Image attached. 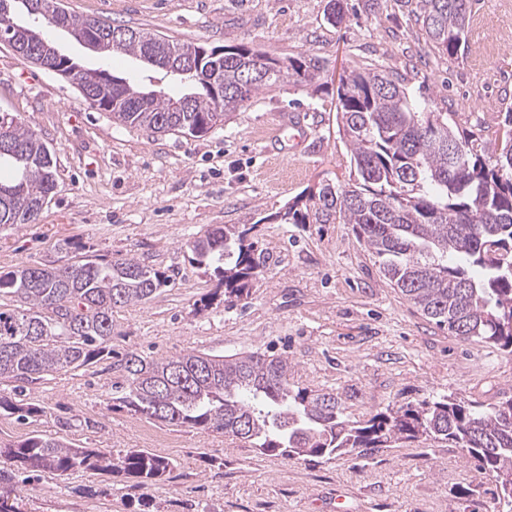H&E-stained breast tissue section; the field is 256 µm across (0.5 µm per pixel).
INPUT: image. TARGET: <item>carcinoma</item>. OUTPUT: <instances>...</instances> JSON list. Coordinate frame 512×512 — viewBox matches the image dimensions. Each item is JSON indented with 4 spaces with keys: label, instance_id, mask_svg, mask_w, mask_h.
I'll return each mask as SVG.
<instances>
[{
    "label": "carcinoma",
    "instance_id": "cac0c4a2",
    "mask_svg": "<svg viewBox=\"0 0 512 512\" xmlns=\"http://www.w3.org/2000/svg\"><path fill=\"white\" fill-rule=\"evenodd\" d=\"M442 52L466 39L471 0H404ZM28 28L46 44L47 19L77 42L94 36L100 53H179L183 43L136 27V35L107 48L112 21L76 15L61 0H34ZM200 73L179 74L192 91L170 96L123 77L108 86L98 108L113 121L153 134L201 137L264 90L310 84L323 70L316 57L271 58L247 46L209 47ZM50 69L36 45L23 55ZM338 132L349 145L345 183H322L296 198L280 219L290 224H351L383 276L426 318L469 342L512 356V130L498 153L460 130L448 112H419L403 80L373 66L355 68L336 88ZM10 144L0 146V226L29 224L56 188L47 144L8 112L0 113ZM192 261L222 271L224 301L249 293L260 261L244 235L216 227L188 243ZM169 277L134 258L114 263L74 255L68 262L22 266L0 273V379L29 383L87 365L107 349L112 311L143 304ZM126 386L117 397L130 411L161 423L222 431L263 454L332 460L371 456L399 444L445 443L459 448L495 483L512 512V396L478 402L440 395L392 405L363 421L345 414L339 397L290 381L288 358L257 353L222 357L189 352L153 358L125 355ZM13 464L0 483L45 472L117 471L138 485L163 480L172 462L146 449L114 458L33 435L4 449Z\"/></svg>",
    "mask_w": 512,
    "mask_h": 512
}]
</instances>
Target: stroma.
<instances>
[{"label": "stroma", "instance_id": "stroma-1", "mask_svg": "<svg viewBox=\"0 0 512 512\" xmlns=\"http://www.w3.org/2000/svg\"><path fill=\"white\" fill-rule=\"evenodd\" d=\"M63 2L68 12L181 42L243 44L277 59L304 53L323 72L306 86L260 92L204 136H156L114 123L75 84L0 43V113L34 129L57 164L39 219L0 228V272L87 254L134 257L172 277L148 302L113 311L112 340L87 366L33 383L0 380V396L40 408L23 419L0 413L1 446L41 434L115 454L143 448L172 460V472L147 486L109 471L42 473L22 489L25 512H498L490 478L441 443L309 462L155 422L113 399L129 351L282 354L296 385L337 394L354 420L443 394L512 395V357L437 328L383 277L351 225L275 218L305 189L347 179L336 82L365 64L404 78L413 101L463 116L464 130L496 152L500 121L512 113V0H474L466 40L451 56L438 53L400 0H380L372 12L364 0H344L339 24L328 19L329 0ZM48 37L86 68L169 94L182 89L136 57L100 55L61 30ZM287 114L301 121L302 141L264 154ZM224 225L246 232L262 263L249 296L231 306L187 247ZM466 486L475 496L460 497Z\"/></svg>", "mask_w": 512, "mask_h": 512}]
</instances>
